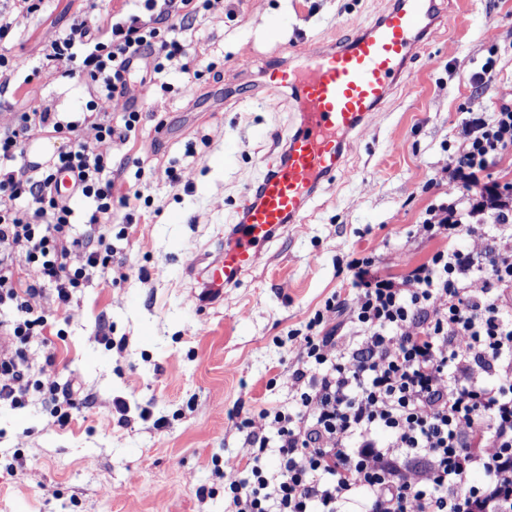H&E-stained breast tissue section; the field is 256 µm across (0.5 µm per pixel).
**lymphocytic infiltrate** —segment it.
<instances>
[{"label": "lymphocytic infiltrate", "instance_id": "1", "mask_svg": "<svg viewBox=\"0 0 512 512\" xmlns=\"http://www.w3.org/2000/svg\"><path fill=\"white\" fill-rule=\"evenodd\" d=\"M222 4L132 0L98 24L73 21L46 46L48 61H78L89 98L69 116L30 106L0 132V307L16 312L0 349L1 406L29 402L22 350L47 333L32 298L50 290L69 308L112 261L111 146L127 144L142 120L132 108L113 120V98L127 95L142 60L150 85L169 91L162 74L193 61L184 31ZM461 111L464 145L451 156L461 194L430 204L415 230L445 248L400 277L380 274L369 254L350 261V300L331 297L306 333L291 335L287 404L236 424L246 453L224 460L225 512H512V182L484 180L512 151V102ZM86 125L94 141L82 138ZM42 132L68 142L46 168L21 160ZM61 172L92 206L83 233L55 190ZM466 234L477 244L465 251L455 242Z\"/></svg>", "mask_w": 512, "mask_h": 512}]
</instances>
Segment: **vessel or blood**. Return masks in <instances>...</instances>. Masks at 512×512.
<instances>
[{
	"instance_id": "b4317fda",
	"label": "vessel or blood",
	"mask_w": 512,
	"mask_h": 512,
	"mask_svg": "<svg viewBox=\"0 0 512 512\" xmlns=\"http://www.w3.org/2000/svg\"><path fill=\"white\" fill-rule=\"evenodd\" d=\"M432 0H398L348 42L312 50L304 65L270 66L264 95L295 91L303 127L288 143V159L261 186L245 224L229 236L224 257L208 269V301L254 267L258 253L285 224L300 221L317 182L338 166L347 137L377 111L429 29Z\"/></svg>"
}]
</instances>
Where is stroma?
<instances>
[{"label":"stroma","mask_w":512,"mask_h":512,"mask_svg":"<svg viewBox=\"0 0 512 512\" xmlns=\"http://www.w3.org/2000/svg\"><path fill=\"white\" fill-rule=\"evenodd\" d=\"M436 3L427 35L350 134L303 223L268 242L216 304L199 299L206 272L296 130L293 94L263 96L265 67L350 40L393 0H224L223 14L192 32L194 66L211 79L196 85L172 68L170 92L113 99V116L131 105L143 113L136 140L112 148L114 260L69 309L35 296L53 337L25 349L36 370L54 353V379L75 391L72 419L56 425L38 391L24 408H0V512H224L219 470L244 453L237 415L288 401L290 332L350 293L354 253L403 273L385 243L407 239L431 202L459 191L443 145L459 141L461 106L476 95L512 101V0ZM80 6L45 0L39 16L15 14L0 53L23 84L0 96V130L31 102L55 112L86 102L79 78L41 63ZM492 55L497 75L475 90L470 77ZM135 189L141 201L123 206ZM118 397L126 413L115 411Z\"/></svg>","instance_id":"obj_1"}]
</instances>
